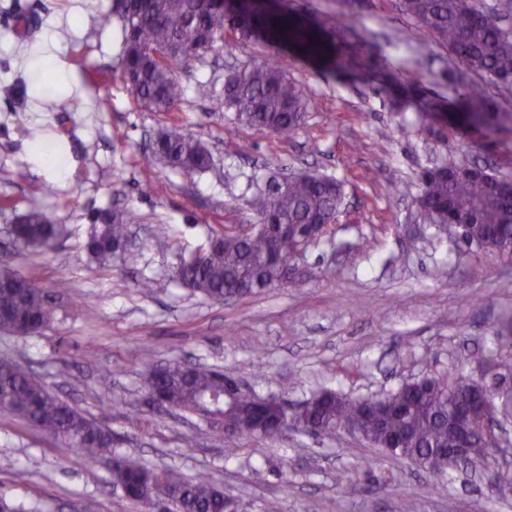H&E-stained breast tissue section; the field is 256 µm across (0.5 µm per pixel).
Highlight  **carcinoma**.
Here are the masks:
<instances>
[{
  "label": "carcinoma",
  "instance_id": "carcinoma-1",
  "mask_svg": "<svg viewBox=\"0 0 512 512\" xmlns=\"http://www.w3.org/2000/svg\"><path fill=\"white\" fill-rule=\"evenodd\" d=\"M402 11L417 23L403 41L417 32L448 47L467 70L512 89V28L506 18L489 15L479 0H402ZM239 21L242 34L263 31L272 42H291L306 54L321 49L314 28L281 18L267 0H114L104 23H120L123 72L137 102L151 112H167L184 95L174 69L192 54L224 42V18ZM224 111L237 122L258 130L288 135L304 121L303 89L276 65L258 64L230 72L223 87ZM151 158L186 172L212 169L205 144L189 133L161 130ZM417 203L427 224L460 225L469 248L512 256V182L484 168L448 155L419 176ZM344 199L342 182L323 175L287 178L255 198L260 220L284 227L282 251L272 250L267 231L234 227L213 238L206 250L181 257L173 279L182 287L216 301L241 297L291 281L297 276L290 253L302 246L314 226L335 221ZM9 228L23 250H51L62 234L50 213L30 208L13 217ZM85 244L88 255L105 264L118 255L134 215L106 208L91 217ZM54 314L47 288L33 275L0 263V330L18 336L39 334ZM233 378L216 369L191 368L179 362L149 369L146 392L167 410L197 415L211 431L231 439L249 433L275 439L283 423L312 428L314 437H332L347 424L358 426L359 437L394 460L410 463L441 479L451 469L443 449L451 448L448 422L456 407L466 403L463 368L386 394V401L368 406L358 398L327 391L288 407L273 400L259 408L248 392L238 391L222 417L208 419L203 398L222 390ZM0 410L19 415L33 428L78 449L91 462L108 461L113 483L121 486L137 512H247V505L224 494L206 473L186 477L160 469L144 458L121 452L112 430L85 416L50 392L16 362L0 359Z\"/></svg>",
  "mask_w": 512,
  "mask_h": 512
}]
</instances>
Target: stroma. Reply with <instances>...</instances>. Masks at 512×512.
Segmentation results:
<instances>
[{
    "mask_svg": "<svg viewBox=\"0 0 512 512\" xmlns=\"http://www.w3.org/2000/svg\"><path fill=\"white\" fill-rule=\"evenodd\" d=\"M113 0H0V259L39 277L55 298L54 319L35 336L0 331V357L20 360L55 394L103 420L121 450L160 468L205 472L248 512H512V446L492 465L494 480L453 472L439 483L407 463L337 433H292L259 441L214 436L197 418L144 405V374L180 361L223 370L256 395L296 404L330 389L383 394L447 373L481 352L512 364V258L470 249L423 223L419 174L447 153L512 179V124L464 122L470 87L494 112L512 113V90L465 71L446 46L427 57L399 37L416 22L400 0H366L357 16L339 0H274L276 13L315 26L330 60L291 45L224 33V48L175 72L184 96L170 111L141 107L123 75ZM37 17L31 31L18 15ZM265 61L305 90L306 116L281 135L235 122L217 96L226 74ZM110 96L102 112L97 99ZM79 107H72V100ZM193 134L213 171L186 175L152 160L155 133ZM58 148L36 163L35 142ZM318 172L341 180L335 223L308 247L296 281L224 302L172 279L180 256L206 248L225 225L259 221L252 200L274 178ZM50 183L51 193L39 190ZM38 207L68 233L46 256L17 252L7 235L14 212ZM131 209L132 243L106 265L84 244L92 212ZM167 233L153 234L157 225ZM151 282L144 290L143 282ZM26 470L25 482L14 477ZM0 492L24 512H135L92 464L0 412Z\"/></svg>",
    "mask_w": 512,
    "mask_h": 512,
    "instance_id": "stroma-1",
    "label": "stroma"
}]
</instances>
